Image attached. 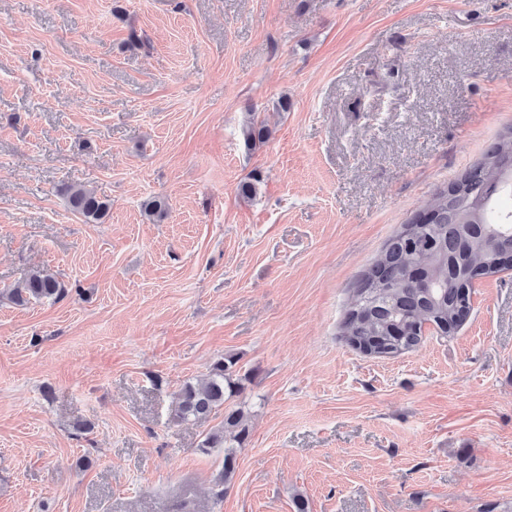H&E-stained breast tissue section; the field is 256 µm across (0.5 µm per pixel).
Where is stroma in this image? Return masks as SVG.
Returning <instances> with one entry per match:
<instances>
[{"label": "stroma", "instance_id": "obj_1", "mask_svg": "<svg viewBox=\"0 0 512 512\" xmlns=\"http://www.w3.org/2000/svg\"><path fill=\"white\" fill-rule=\"evenodd\" d=\"M510 124L512 0H0V512H512V270L404 354L340 332ZM39 269L65 296L13 304ZM222 358L218 502L222 414L169 413ZM68 203L88 223L101 224L110 216L112 205L82 189H67ZM231 360L216 361L202 383H184L177 402L171 411L172 422L207 418L223 411L224 417L219 428L205 435L200 449L208 452L223 448V464L215 484L221 487L217 496L224 495V484L234 475L236 469V450L241 448L249 436V425L242 408L224 406L242 389L239 378H234Z\"/></svg>", "mask_w": 512, "mask_h": 512}]
</instances>
